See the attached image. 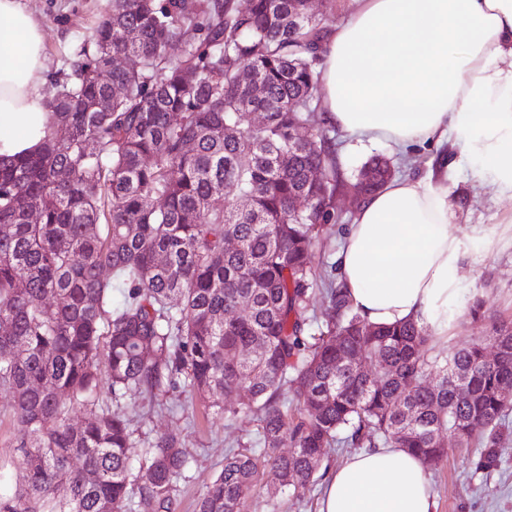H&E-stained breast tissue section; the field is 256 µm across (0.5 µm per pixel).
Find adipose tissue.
<instances>
[{"label": "adipose tissue", "mask_w": 512, "mask_h": 512, "mask_svg": "<svg viewBox=\"0 0 512 512\" xmlns=\"http://www.w3.org/2000/svg\"><path fill=\"white\" fill-rule=\"evenodd\" d=\"M329 123L404 148L452 137L477 187L512 200V0H359L320 47ZM51 79L39 19L0 0V154L35 148ZM447 166L396 177L361 203L337 257L354 310L372 325L412 321L447 339L462 270L496 229L452 231ZM320 512H433L425 465L402 448L352 456Z\"/></svg>", "instance_id": "ef3b65f1"}]
</instances>
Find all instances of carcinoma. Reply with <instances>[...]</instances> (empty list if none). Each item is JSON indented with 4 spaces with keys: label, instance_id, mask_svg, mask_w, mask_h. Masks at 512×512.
Segmentation results:
<instances>
[{
    "label": "carcinoma",
    "instance_id": "obj_1",
    "mask_svg": "<svg viewBox=\"0 0 512 512\" xmlns=\"http://www.w3.org/2000/svg\"><path fill=\"white\" fill-rule=\"evenodd\" d=\"M323 29L302 0H111L53 79L42 143L0 155V393L25 471L0 512H176L188 454L166 435L142 445L112 411L176 383L259 421L260 452L225 455L198 512H241L265 474L301 497L333 447L433 467L449 435L477 448V471L498 467L512 321L491 324L492 358L480 344L430 357L425 327L364 322L330 279L336 323L307 334L310 255L346 188L320 132L293 140L313 126ZM383 166H364L363 196Z\"/></svg>",
    "mask_w": 512,
    "mask_h": 512
}]
</instances>
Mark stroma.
<instances>
[{
	"label": "stroma",
	"instance_id": "stroma-1",
	"mask_svg": "<svg viewBox=\"0 0 512 512\" xmlns=\"http://www.w3.org/2000/svg\"><path fill=\"white\" fill-rule=\"evenodd\" d=\"M41 21L45 53L51 71H58L62 58L77 39L96 25L108 0H26ZM315 118L331 143L342 179L354 183L363 164L372 156H384L398 175L420 177L430 166L447 161L455 170L450 186L457 205L454 229L472 224L497 228L500 237L493 248L477 253L464 267L457 319L447 341L432 342L433 351L464 349L482 340L489 320L512 321V203L496 200L490 189L474 190L463 161L447 142H425L401 150L386 142L360 141L327 122L323 110ZM336 220L328 224L323 246L315 248L310 265L315 271L334 266L348 224L356 211L344 194H337ZM481 299L485 317L472 320L473 299ZM135 414L137 428L146 438L160 435L176 438L186 448L191 463L185 479L179 480L175 498L177 512H195L196 504L224 464L228 450L252 446L258 423L254 417L230 420L209 409L206 403L189 400L182 387H174L159 399L137 397L126 400ZM19 433L13 423L8 397L0 394V495H11L23 481L18 461ZM473 449L448 442L447 457L437 469L428 471L434 500L433 512H512V445L502 452L497 469L478 473L473 468ZM321 487H314L304 499L285 501L270 480H261L247 497L243 512H318Z\"/></svg>",
	"mask_w": 512,
	"mask_h": 512
}]
</instances>
